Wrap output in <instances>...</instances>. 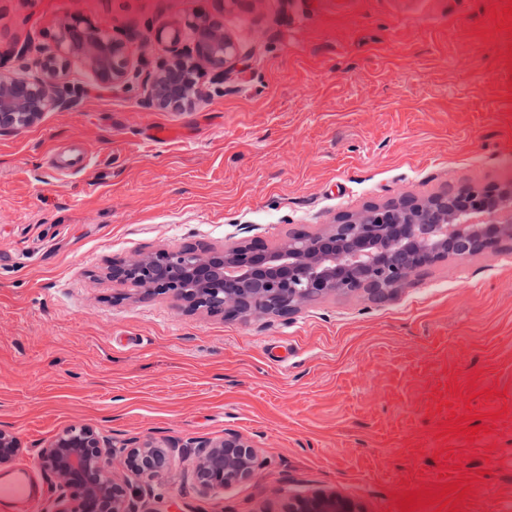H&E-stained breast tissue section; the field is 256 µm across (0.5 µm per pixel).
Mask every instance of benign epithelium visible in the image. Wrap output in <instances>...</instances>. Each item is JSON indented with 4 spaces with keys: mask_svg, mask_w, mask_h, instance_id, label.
Instances as JSON below:
<instances>
[{
    "mask_svg": "<svg viewBox=\"0 0 512 512\" xmlns=\"http://www.w3.org/2000/svg\"><path fill=\"white\" fill-rule=\"evenodd\" d=\"M50 37L53 49L31 55L29 43L14 44L12 55L30 57L23 76H0V132L26 127L46 112L68 110L80 101V90L60 85L66 63L80 58L92 80L114 84L127 72L123 47L83 17H73ZM170 42L173 58L157 66L149 101L160 109L191 105L199 95L203 66L218 80L235 68L239 53L221 26L209 24V39L194 46L181 43L179 31ZM408 219L397 223L381 211H367L346 222L352 235L342 244L336 229L308 239L291 238L269 249L253 244L199 247L186 244L153 253H138L112 262L109 276L131 284L145 295L165 291L211 314L262 313L286 317L299 305L339 289L342 281L359 282L354 291L382 296L400 287L420 268L447 256L463 258L469 242L484 249L512 239V189L496 193L447 190L422 206H401ZM128 466L154 476L167 464L168 445L151 438L121 443ZM194 477L201 492L229 487L259 467L251 441L238 433L202 440L196 445ZM114 443L93 428L72 425L39 449L37 459L50 473L62 496L56 512H131L128 489L110 471ZM23 452L21 440L0 428V463ZM283 512H360L351 500L314 494L288 501Z\"/></svg>",
    "mask_w": 512,
    "mask_h": 512,
    "instance_id": "1",
    "label": "benign epithelium"
}]
</instances>
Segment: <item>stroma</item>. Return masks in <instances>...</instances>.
<instances>
[{"mask_svg": "<svg viewBox=\"0 0 512 512\" xmlns=\"http://www.w3.org/2000/svg\"><path fill=\"white\" fill-rule=\"evenodd\" d=\"M512 0H362L351 16L300 0H0V73L16 41L48 43L80 14L124 43L120 83L0 135V425L39 446L82 424L114 443L174 442L159 476L127 470L136 512H281L336 494L400 512L404 493L470 483L458 512L512 498V241L448 257L384 297L335 291L286 317L227 318L112 282L115 259L184 244L269 248L343 215L448 189L512 187ZM221 23L238 68L192 107L146 102L187 20ZM152 126L172 128L152 142ZM79 145L87 170L58 177ZM481 416L482 432L456 427ZM236 432L261 466L203 495L194 442Z\"/></svg>", "mask_w": 512, "mask_h": 512, "instance_id": "obj_1", "label": "stroma"}]
</instances>
